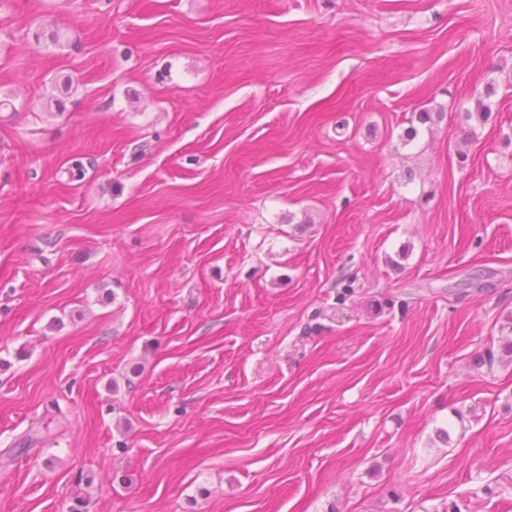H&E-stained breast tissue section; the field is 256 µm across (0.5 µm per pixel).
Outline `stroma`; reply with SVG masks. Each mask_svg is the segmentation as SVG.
<instances>
[{"label":"stroma","mask_w":512,"mask_h":512,"mask_svg":"<svg viewBox=\"0 0 512 512\" xmlns=\"http://www.w3.org/2000/svg\"><path fill=\"white\" fill-rule=\"evenodd\" d=\"M0 96V512H512V0H0ZM502 331L507 333L502 338V343L499 345L498 350L495 352L493 349H489L485 354L477 356V365L479 367L487 365L491 369L496 362L512 364V315L506 318Z\"/></svg>","instance_id":"1"}]
</instances>
